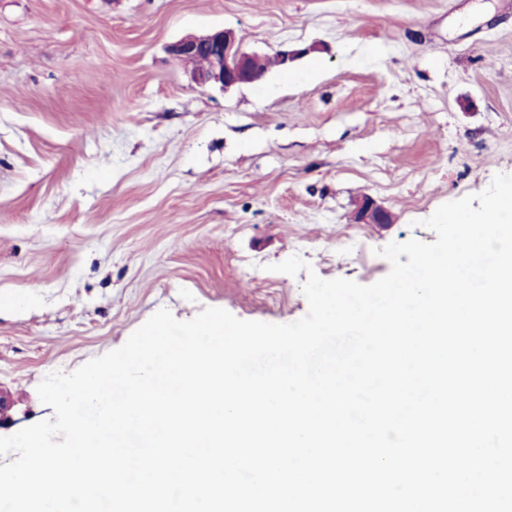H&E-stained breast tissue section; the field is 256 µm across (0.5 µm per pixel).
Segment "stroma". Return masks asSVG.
<instances>
[{"label": "stroma", "mask_w": 512, "mask_h": 512, "mask_svg": "<svg viewBox=\"0 0 512 512\" xmlns=\"http://www.w3.org/2000/svg\"><path fill=\"white\" fill-rule=\"evenodd\" d=\"M293 53L195 84L168 45ZM512 174V0H0V386H37L156 311L290 323L306 273L369 285L391 242ZM372 197L389 224L358 220Z\"/></svg>", "instance_id": "1"}]
</instances>
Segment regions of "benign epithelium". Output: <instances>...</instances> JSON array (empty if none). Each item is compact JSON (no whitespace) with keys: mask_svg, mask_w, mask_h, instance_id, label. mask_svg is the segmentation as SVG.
<instances>
[{"mask_svg":"<svg viewBox=\"0 0 512 512\" xmlns=\"http://www.w3.org/2000/svg\"><path fill=\"white\" fill-rule=\"evenodd\" d=\"M169 54L185 62L195 56L206 58L205 65L191 73V79L200 86L217 85L227 91L241 84H255L262 74L255 67L260 56L242 50L235 32L218 29L206 34H189L168 46ZM359 219L368 223L385 224L388 215L365 199L359 210Z\"/></svg>","mask_w":512,"mask_h":512,"instance_id":"obj_1","label":"benign epithelium"}]
</instances>
